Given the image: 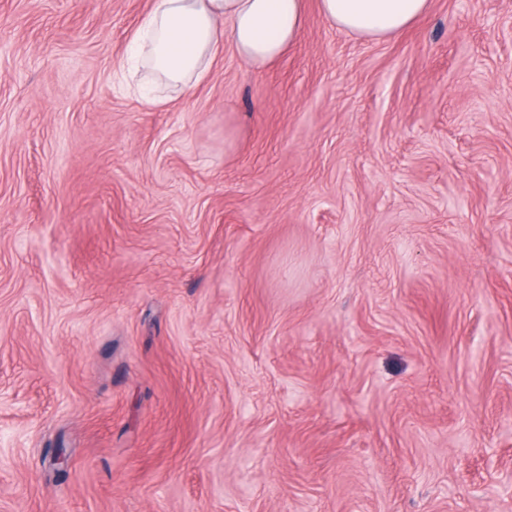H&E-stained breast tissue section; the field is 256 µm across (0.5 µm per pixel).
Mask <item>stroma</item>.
<instances>
[{
    "label": "stroma",
    "instance_id": "obj_1",
    "mask_svg": "<svg viewBox=\"0 0 512 512\" xmlns=\"http://www.w3.org/2000/svg\"><path fill=\"white\" fill-rule=\"evenodd\" d=\"M152 5L0 0V512H512V0L188 91Z\"/></svg>",
    "mask_w": 512,
    "mask_h": 512
}]
</instances>
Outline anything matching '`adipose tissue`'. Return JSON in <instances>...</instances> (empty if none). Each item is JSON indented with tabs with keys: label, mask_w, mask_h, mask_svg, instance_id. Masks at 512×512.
Returning a JSON list of instances; mask_svg holds the SVG:
<instances>
[{
	"label": "adipose tissue",
	"mask_w": 512,
	"mask_h": 512,
	"mask_svg": "<svg viewBox=\"0 0 512 512\" xmlns=\"http://www.w3.org/2000/svg\"><path fill=\"white\" fill-rule=\"evenodd\" d=\"M304 0H154L136 35L144 58L170 86L188 90L205 78L224 44L255 68L279 59L304 22ZM429 0H319L339 29L374 40L402 32Z\"/></svg>",
	"instance_id": "ef3b65f1"
}]
</instances>
